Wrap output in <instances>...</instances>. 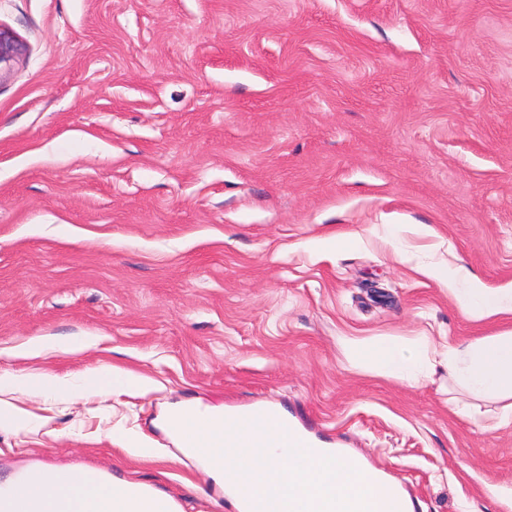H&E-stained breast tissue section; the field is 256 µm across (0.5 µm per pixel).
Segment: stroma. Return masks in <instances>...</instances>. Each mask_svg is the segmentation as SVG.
<instances>
[{
  "mask_svg": "<svg viewBox=\"0 0 512 512\" xmlns=\"http://www.w3.org/2000/svg\"><path fill=\"white\" fill-rule=\"evenodd\" d=\"M0 29V370L147 383L14 397L45 423L0 425V480L80 465L236 512L160 417L270 406L413 512H506L512 422L347 340L512 329L420 272L512 281V0H0ZM36 336L90 345L22 357Z\"/></svg>",
  "mask_w": 512,
  "mask_h": 512,
  "instance_id": "35a3bbf8",
  "label": "stroma"
}]
</instances>
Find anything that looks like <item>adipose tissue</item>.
<instances>
[{
	"label": "adipose tissue",
	"mask_w": 512,
	"mask_h": 512,
	"mask_svg": "<svg viewBox=\"0 0 512 512\" xmlns=\"http://www.w3.org/2000/svg\"><path fill=\"white\" fill-rule=\"evenodd\" d=\"M424 274L441 283L474 320L512 317V283L489 289L460 267L445 271L431 266ZM370 358L381 373L402 382H416L446 370L466 393L502 401V416L512 418V330L441 348L427 340L409 348L396 337L377 336L372 340ZM139 383V378L109 364L77 378L51 372L18 376L5 371L0 373V418L19 413L7 400L11 394H123ZM0 499L19 501L22 512H165L173 502L167 493L142 482L104 479L96 471L78 466L29 469L0 483Z\"/></svg>",
	"instance_id": "adipose-tissue-1"
}]
</instances>
